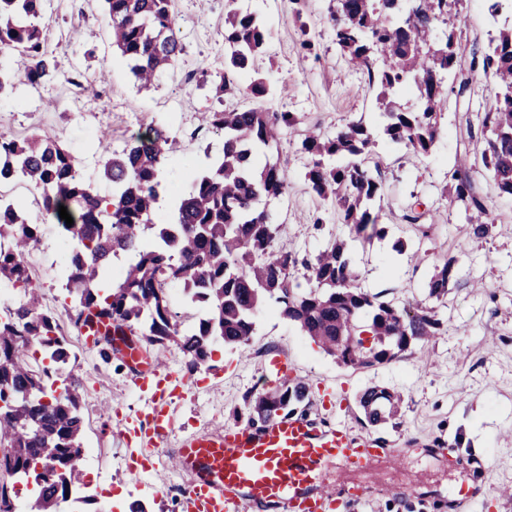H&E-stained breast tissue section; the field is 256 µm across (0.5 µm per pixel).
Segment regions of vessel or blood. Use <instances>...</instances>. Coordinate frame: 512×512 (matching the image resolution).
I'll list each match as a JSON object with an SVG mask.
<instances>
[{
  "label": "vessel or blood",
  "instance_id": "obj_1",
  "mask_svg": "<svg viewBox=\"0 0 512 512\" xmlns=\"http://www.w3.org/2000/svg\"><path fill=\"white\" fill-rule=\"evenodd\" d=\"M123 355L136 371L137 389L149 396L145 412L125 419L124 433L142 450L136 470L152 475L157 471L155 449L173 428L169 406L187 382L163 372L137 346H125ZM401 458L399 449L373 444L344 422L320 426L286 415L187 437L169 464L189 477L181 512H239L244 505L254 512H344L366 493L330 485L326 464L340 462L358 471L377 460L395 464Z\"/></svg>",
  "mask_w": 512,
  "mask_h": 512
}]
</instances>
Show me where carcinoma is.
<instances>
[{
  "instance_id": "obj_1",
  "label": "carcinoma",
  "mask_w": 512,
  "mask_h": 512,
  "mask_svg": "<svg viewBox=\"0 0 512 512\" xmlns=\"http://www.w3.org/2000/svg\"><path fill=\"white\" fill-rule=\"evenodd\" d=\"M110 39L141 86H149L176 63L175 0H103ZM331 14L336 45L347 61L366 71L376 85V112L389 142L426 155L440 134L439 118L449 97L474 96L473 75L492 78L494 94L476 114H465L468 138L481 144L482 166L499 194L512 196V0H490L492 15L507 14L506 27L487 43L460 42L448 19V0H336ZM42 0H0V57L18 53L24 68L0 77V97L14 78L39 85L53 78L44 49ZM269 33L253 12L228 11L224 25V77L219 96L232 95L241 75L256 70ZM418 106L405 108L398 95ZM204 124L224 134L221 153L194 177L180 200L175 221H154L159 190L173 140L164 126L151 125L117 153L102 145L100 175L112 182V196L99 195L79 172L76 158L55 141L0 133V183L24 178L39 194L41 212L64 226L68 250L65 289L73 297L72 317L86 313L108 320L117 332L129 328L150 345L170 344L187 367L209 362L221 342L238 347L257 335L256 314L271 305L325 353L351 367H372L395 359L438 335L443 322L435 308L418 301L397 306L365 292L352 266L348 242L331 239L309 259L277 244L278 227L261 203L288 191V170L257 163V149L278 143V134L299 123L291 112L262 107L205 112ZM375 139L361 122L330 136L310 133L301 141L308 155L305 178L312 192L336 208L351 238L370 243L384 238L374 204L382 196L379 162H370ZM456 160L450 200L461 205L473 236L488 235L486 199L460 176ZM67 207L74 224L60 219ZM41 243L40 225L18 204H0V283L21 297L0 310V474L31 478L36 498L31 512H58L71 488L83 480L74 455L82 448L79 379L62 370L70 343L53 313L43 309L25 257ZM129 254L119 282L101 292L112 257ZM454 257L436 266L428 297L443 301L456 277ZM306 271L312 287L293 285L292 271ZM182 288L196 309L194 322L171 312L167 286ZM306 396L300 380L258 396L251 420L298 412ZM400 396L368 387L359 396L371 426L398 412Z\"/></svg>"
}]
</instances>
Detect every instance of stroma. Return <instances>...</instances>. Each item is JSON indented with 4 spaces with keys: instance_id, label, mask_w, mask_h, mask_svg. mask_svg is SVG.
<instances>
[{
    "instance_id": "obj_1",
    "label": "stroma",
    "mask_w": 512,
    "mask_h": 512,
    "mask_svg": "<svg viewBox=\"0 0 512 512\" xmlns=\"http://www.w3.org/2000/svg\"><path fill=\"white\" fill-rule=\"evenodd\" d=\"M231 7L257 12L270 32L266 52L256 62L270 86L267 108L300 118L278 143L261 149L259 158L287 167V193L266 208L279 227V242L309 258L330 238L348 236L349 231L338 223L335 207L311 191L305 178L309 158L300 150L301 139L307 130L329 135L352 121L380 126L377 88L369 86L366 71L346 61L333 40L331 0H177L176 34L184 51L175 67L147 88L112 48L101 0H44L45 42L55 75L35 87L17 85L9 98L0 99V131L55 140L76 157L99 194L108 196L112 184L99 174L101 135H108L110 149L118 152L132 134L166 125L174 149L157 215L168 220L203 167L206 152L223 146V134L201 128V113L252 102L247 75L235 95L216 96L224 72V17ZM451 8L458 11L468 36L484 42L495 36L499 23L489 14L488 0H452ZM304 35L314 42V51L301 49ZM202 69L209 73L208 82L195 78ZM460 121L458 107L449 104L440 120L439 139L421 157L379 139L380 221L388 234L365 246L350 245L362 288L395 301L424 299L435 264L456 257L457 279L436 306L444 322L442 335L391 362L353 369L338 364L297 326L266 307L257 314L258 334L247 346L216 344L211 360L196 371L188 370L174 347H149L166 370L188 381L184 396L172 406L175 426L159 443L161 460H168L188 435L226 423H248V399L256 394L269 358L282 354L307 387L303 413L309 419L320 424L341 420L357 433L405 451L396 466L378 463L358 473L338 463L327 467V479L335 487L359 484L369 490L365 501L350 504L346 512H448L455 488L464 483L483 488L478 512H512V197L500 195L481 163H473L470 175L488 202L492 225L488 237L474 238L463 208L449 203L445 194L457 156L471 147ZM414 204L425 214L426 233L405 219ZM399 240L405 244L401 253L394 248ZM43 241L46 251L30 274L42 290L44 308L73 341L83 442L96 448L100 463L113 466L105 494L74 510L61 505L59 512H129L136 501L149 512H180L174 494L185 476L166 470L161 485L116 467V460L130 453L120 423L142 411L146 398L136 391L120 351L106 360L85 348L69 319L56 224L45 223ZM375 385L400 393L403 403L394 419L372 427L365 423L357 398ZM439 443L458 459L457 468H448L434 455Z\"/></svg>"
}]
</instances>
